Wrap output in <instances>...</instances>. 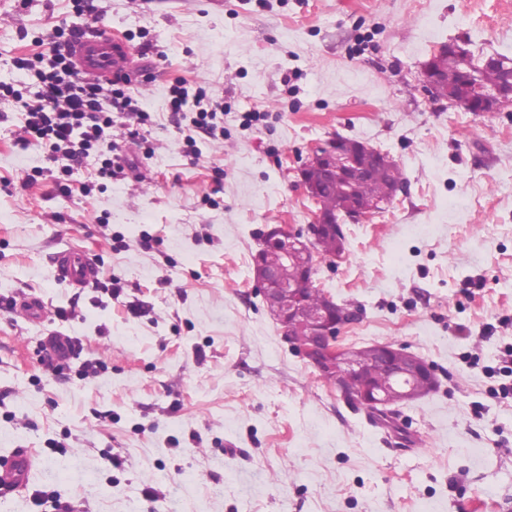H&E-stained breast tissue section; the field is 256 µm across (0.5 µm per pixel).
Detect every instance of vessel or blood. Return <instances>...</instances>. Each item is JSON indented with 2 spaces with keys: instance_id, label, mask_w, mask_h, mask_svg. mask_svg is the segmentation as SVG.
<instances>
[{
  "instance_id": "1",
  "label": "vessel or blood",
  "mask_w": 512,
  "mask_h": 512,
  "mask_svg": "<svg viewBox=\"0 0 512 512\" xmlns=\"http://www.w3.org/2000/svg\"><path fill=\"white\" fill-rule=\"evenodd\" d=\"M70 54L77 70L84 76L103 78L128 61V54L117 51L111 33L96 26L83 29L73 40ZM54 275L66 287L83 289L97 283L101 267L96 259L74 250L56 253ZM14 309L34 324L48 322L50 312L44 301L33 293H19ZM42 351L50 352L57 361L65 363L73 359L79 349L78 341L60 330L50 331L40 344ZM36 460L25 448L15 449L7 465L0 467V490L14 492L26 490L33 477Z\"/></svg>"
}]
</instances>
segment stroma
<instances>
[{
    "instance_id": "35a3bbf8",
    "label": "stroma",
    "mask_w": 512,
    "mask_h": 512,
    "mask_svg": "<svg viewBox=\"0 0 512 512\" xmlns=\"http://www.w3.org/2000/svg\"><path fill=\"white\" fill-rule=\"evenodd\" d=\"M81 22L73 0H0V83ZM102 23L149 115L112 132L121 176L97 187L91 159L59 193L0 102V463L38 462L0 512H512V396H491L512 387V111L442 109L415 80L444 44L512 58V0H104ZM178 81L224 101L223 132L192 150ZM335 134L405 178L314 276L359 311L341 344H395L438 380L387 426L292 351L253 280L266 225L311 222L297 170ZM64 249L92 255L99 284H58ZM22 291L48 323L4 307ZM51 330L80 343L56 373Z\"/></svg>"
}]
</instances>
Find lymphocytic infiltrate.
Segmentation results:
<instances>
[{
  "label": "lymphocytic infiltrate",
  "instance_id": "lymphocytic-infiltrate-1",
  "mask_svg": "<svg viewBox=\"0 0 512 512\" xmlns=\"http://www.w3.org/2000/svg\"><path fill=\"white\" fill-rule=\"evenodd\" d=\"M78 32L75 26L56 27L48 51L13 58L15 68L29 73L32 89L0 84V100L22 107L28 135L48 145L47 162L66 176L72 175L91 154H101L109 141L114 114L139 125L147 120L146 114L134 105L130 91L86 79L73 68L67 48ZM189 104L194 105L196 115L182 134L191 147L195 144L193 130L213 131L223 123L224 103L202 93L188 95L182 86H174L173 114H180Z\"/></svg>",
  "mask_w": 512,
  "mask_h": 512
}]
</instances>
